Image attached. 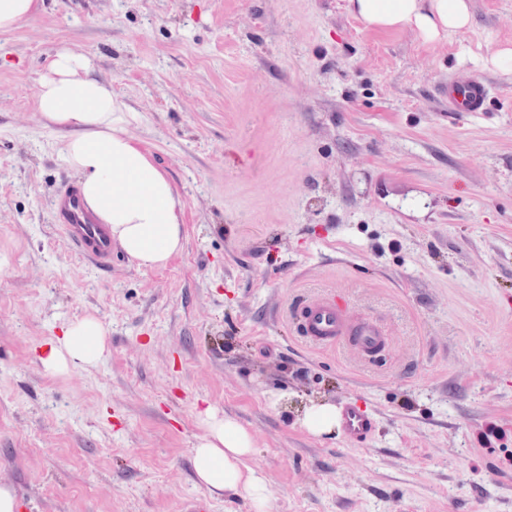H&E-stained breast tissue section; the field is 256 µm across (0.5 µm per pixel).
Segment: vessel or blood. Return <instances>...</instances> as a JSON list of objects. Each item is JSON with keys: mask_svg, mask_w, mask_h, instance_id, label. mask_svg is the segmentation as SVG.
Segmentation results:
<instances>
[{"mask_svg": "<svg viewBox=\"0 0 512 512\" xmlns=\"http://www.w3.org/2000/svg\"><path fill=\"white\" fill-rule=\"evenodd\" d=\"M490 98L489 85L477 78L448 81V108L453 112L484 111ZM56 221L66 240L84 259L96 268L112 267V237L107 225L95 216L78 185H65L55 198ZM302 333L312 345L332 348L347 340L366 353L376 352L384 342L380 327L367 319L349 315L343 304L330 296L308 301L302 313ZM338 419L345 438L362 442L375 429L370 410L348 402L338 410Z\"/></svg>", "mask_w": 512, "mask_h": 512, "instance_id": "b4317fda", "label": "vessel or blood"}]
</instances>
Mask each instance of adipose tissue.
Segmentation results:
<instances>
[{"label":"adipose tissue","instance_id":"adipose-tissue-1","mask_svg":"<svg viewBox=\"0 0 512 512\" xmlns=\"http://www.w3.org/2000/svg\"><path fill=\"white\" fill-rule=\"evenodd\" d=\"M370 26H411L426 39L464 27L466 0H351ZM93 60L68 49L47 64L36 91L46 121L63 129L59 154L81 177V189L92 210L108 224L137 266L163 265L182 245L177 201L166 176L121 127L112 89L95 73ZM108 330L94 318L71 325L40 350L43 366L62 373L96 365L106 349ZM204 433L192 450L198 480L210 491L240 490L262 512L268 488L263 477L242 472L252 441L237 421L212 409L199 413Z\"/></svg>","mask_w":512,"mask_h":512}]
</instances>
